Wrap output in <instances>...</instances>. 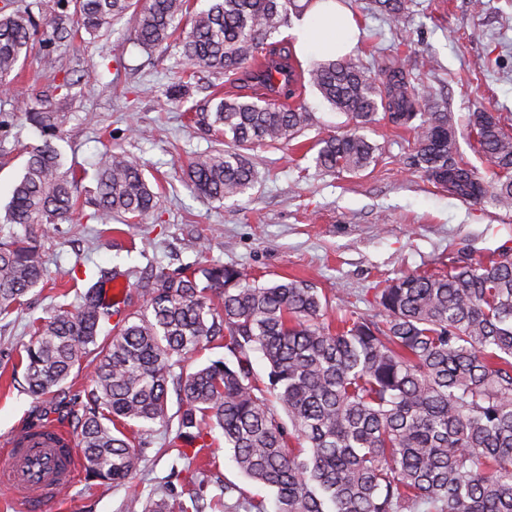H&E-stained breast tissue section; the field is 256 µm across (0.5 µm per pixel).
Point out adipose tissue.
Here are the masks:
<instances>
[{
	"label": "adipose tissue",
	"mask_w": 512,
	"mask_h": 512,
	"mask_svg": "<svg viewBox=\"0 0 512 512\" xmlns=\"http://www.w3.org/2000/svg\"><path fill=\"white\" fill-rule=\"evenodd\" d=\"M293 33L302 53L336 56L351 48L357 27L338 0H316L314 6L296 20Z\"/></svg>",
	"instance_id": "obj_1"
}]
</instances>
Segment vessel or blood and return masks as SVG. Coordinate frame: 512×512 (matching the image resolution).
I'll return each instance as SVG.
<instances>
[{
	"label": "vessel or blood",
	"instance_id": "vessel-or-blood-1",
	"mask_svg": "<svg viewBox=\"0 0 512 512\" xmlns=\"http://www.w3.org/2000/svg\"><path fill=\"white\" fill-rule=\"evenodd\" d=\"M73 447L70 430L52 423L12 435L0 447L8 459L0 469V487L31 504L56 501L58 492L73 486L79 474Z\"/></svg>",
	"mask_w": 512,
	"mask_h": 512
}]
</instances>
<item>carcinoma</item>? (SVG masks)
I'll return each mask as SVG.
<instances>
[{
  "label": "carcinoma",
  "instance_id": "1",
  "mask_svg": "<svg viewBox=\"0 0 512 512\" xmlns=\"http://www.w3.org/2000/svg\"><path fill=\"white\" fill-rule=\"evenodd\" d=\"M189 0H57L59 15L43 31L48 44L86 32L97 35L131 15L134 38L156 48L189 14ZM412 0H369L391 27ZM295 0H210L182 39L192 74L222 73L265 99L219 100L202 120L224 137L225 149L189 163L193 191L222 203L253 189L257 171L242 150L288 143L309 120L279 103L314 87L350 128L322 141L316 161L330 172L357 174L376 147L359 130L379 108L414 132L413 165L436 187L473 204L512 208V116L471 114L479 150L495 168L489 182L458 157L451 114L416 91L405 61L373 67L351 55L316 60L304 71L292 52L268 43L289 22ZM32 20L0 6V84L30 49ZM13 111L55 136L57 112ZM52 142L28 152L8 205L12 224H60L70 219L78 178L61 171ZM96 215L138 221L157 207L136 162L104 153L95 174ZM118 271L102 268L71 309L56 304L34 327L25 349V380L42 395L93 356L94 410L79 426L81 453L92 480L122 483L138 454L127 435L169 423L168 384L180 396L174 446L209 448L218 428L246 478L271 488L281 512H512V253L460 260L443 274L407 273L376 289L378 313L354 312L328 321L327 297L305 279L267 284L240 269L208 264L156 273L143 285L146 309L123 315L111 339L97 343L103 324L119 313L106 285ZM44 282L37 246L0 244V313H8ZM221 339L228 358L189 373L173 367L203 341ZM259 352L270 371L261 385L252 371ZM276 400L288 420L270 404ZM191 506L164 498L142 512H203L201 490Z\"/></svg>",
  "mask_w": 512,
  "mask_h": 512
}]
</instances>
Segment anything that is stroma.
Masks as SVG:
<instances>
[{
    "label": "stroma",
    "mask_w": 512,
    "mask_h": 512,
    "mask_svg": "<svg viewBox=\"0 0 512 512\" xmlns=\"http://www.w3.org/2000/svg\"><path fill=\"white\" fill-rule=\"evenodd\" d=\"M474 12L470 0H414L399 30L363 12V0H347L359 34L353 55L372 47L393 57L415 54L414 85L447 105L458 127L459 156L482 177L494 168L478 151L466 127L468 110L483 107L512 115V0H484ZM179 38L145 49L122 18L99 35L73 44L45 45L34 39L20 77L0 86V243L35 241L47 284L27 293L11 314L0 316V442L38 423H61L77 431L92 403L94 364L84 360L70 377L42 398L26 390L19 360L32 339L33 321L46 319L52 305L77 306L80 294L103 268L126 271L125 297L144 305L146 277L196 264L234 265L259 282L297 277L326 294L328 319L340 310L336 295L360 314L376 312L374 293L405 272L446 270L455 259L485 260L512 248V209L486 202L472 205L426 181L412 164L414 134L377 115L364 134L375 144V160L359 174H335L317 166L321 141L347 128L345 115L304 86L300 102L312 119L288 144L250 149L260 181L248 193L209 202L186 185L181 165L223 147L221 135L198 123L220 97L237 94L235 82L204 73L193 81L181 106L166 91L185 68ZM96 69L90 82L84 71ZM75 79L70 95L58 85ZM23 100L38 111L64 114L54 144L66 167L84 171L78 206L62 224H12L7 205L23 174L27 148L41 145L46 131L14 111ZM125 152L158 187V208L140 223L120 218L92 219L90 200L95 165L107 149ZM175 428L153 424L136 437L140 455L130 482L113 485L78 476L57 506H20L0 498V512H131L132 500H179L190 477L204 484L212 512H246L225 497L231 482L248 497L279 512L272 490L244 477L221 430L208 441L213 466L194 473L187 459L171 450Z\"/></svg>",
    "instance_id": "35a3bbf8"
}]
</instances>
